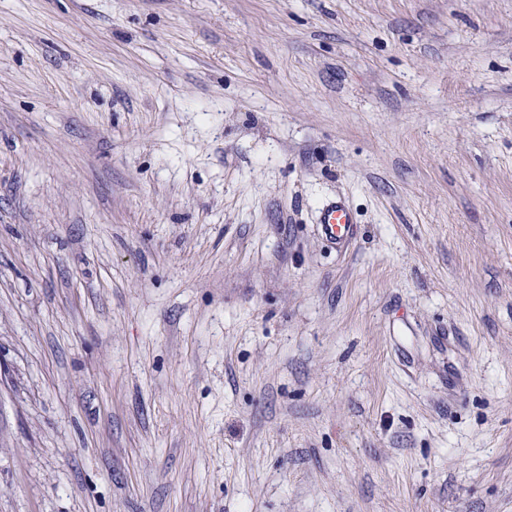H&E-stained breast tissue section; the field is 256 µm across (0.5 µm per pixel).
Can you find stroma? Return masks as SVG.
Masks as SVG:
<instances>
[{
	"label": "stroma",
	"mask_w": 512,
	"mask_h": 512,
	"mask_svg": "<svg viewBox=\"0 0 512 512\" xmlns=\"http://www.w3.org/2000/svg\"><path fill=\"white\" fill-rule=\"evenodd\" d=\"M0 512H512V0H0ZM354 219L348 206L336 201L324 207L320 213V232L333 245H345L353 235Z\"/></svg>",
	"instance_id": "1"
}]
</instances>
